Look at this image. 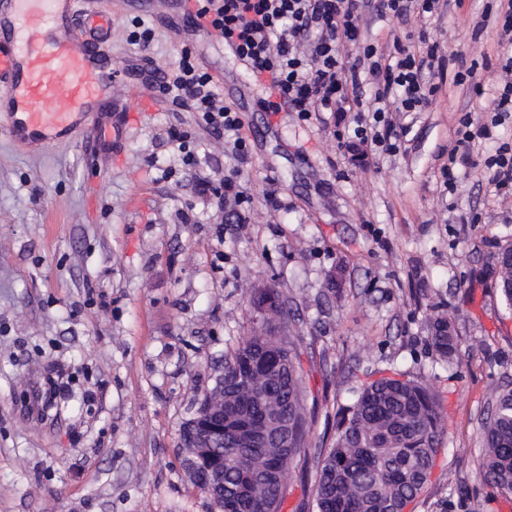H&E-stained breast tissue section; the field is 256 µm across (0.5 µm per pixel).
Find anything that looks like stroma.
Segmentation results:
<instances>
[{"instance_id": "35a3bbf8", "label": "stroma", "mask_w": 512, "mask_h": 512, "mask_svg": "<svg viewBox=\"0 0 512 512\" xmlns=\"http://www.w3.org/2000/svg\"><path fill=\"white\" fill-rule=\"evenodd\" d=\"M104 44L123 74L101 116L105 135L31 146L0 130V512H211L188 477L180 430L253 328L248 288L286 303L314 418L327 446L339 409L377 378L434 391L443 424L428 484L406 512H512L486 485L482 421L512 388V307L492 273L512 245V187L489 184L486 160L512 144V116L442 168L464 115L490 122L496 73L482 90L446 83L401 117L399 151L366 159L338 147L353 125L262 111L264 93L224 40L193 27L186 0H98ZM464 0L427 24L366 13L365 39L425 32L464 62L496 61L499 29ZM150 29L141 50L135 39ZM240 111L248 154L236 161L201 113L160 87L182 56ZM250 197L236 223L200 193L228 174ZM343 268L341 288L328 273ZM443 312L453 362L429 343Z\"/></svg>"}]
</instances>
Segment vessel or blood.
<instances>
[{
  "instance_id": "obj_1",
  "label": "vessel or blood",
  "mask_w": 512,
  "mask_h": 512,
  "mask_svg": "<svg viewBox=\"0 0 512 512\" xmlns=\"http://www.w3.org/2000/svg\"><path fill=\"white\" fill-rule=\"evenodd\" d=\"M87 0H0V125L20 141L97 132L117 68L112 28Z\"/></svg>"
}]
</instances>
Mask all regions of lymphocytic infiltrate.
I'll return each instance as SVG.
<instances>
[{
  "label": "lymphocytic infiltrate",
  "mask_w": 512,
  "mask_h": 512,
  "mask_svg": "<svg viewBox=\"0 0 512 512\" xmlns=\"http://www.w3.org/2000/svg\"><path fill=\"white\" fill-rule=\"evenodd\" d=\"M370 0H203L193 19L197 27L220 32L234 57L254 77H267L266 111L289 110L303 118L325 112L355 115L353 138L370 150L393 152L391 138L398 112H420L431 102L439 81L472 82L478 62L449 72L456 54L438 44L419 49L393 39L385 53L362 37ZM210 74L182 60L173 84L165 86L181 106L204 113L224 133L235 158L246 155L243 121L234 107L218 104ZM374 94L363 98V85Z\"/></svg>",
  "instance_id": "obj_1"
}]
</instances>
